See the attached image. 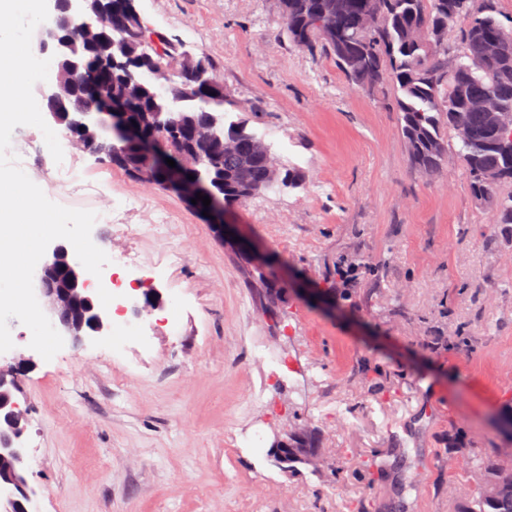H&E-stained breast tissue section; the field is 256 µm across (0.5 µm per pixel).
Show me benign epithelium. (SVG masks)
Returning <instances> with one entry per match:
<instances>
[{
  "label": "benign epithelium",
  "instance_id": "7a95c632",
  "mask_svg": "<svg viewBox=\"0 0 512 512\" xmlns=\"http://www.w3.org/2000/svg\"><path fill=\"white\" fill-rule=\"evenodd\" d=\"M51 18L34 32L40 53L54 60L65 58L69 67L57 70V81L39 89L45 108L51 121L59 124L69 121L76 130L89 136L91 130H108L117 139L124 142L140 141L143 152L153 155L157 167L170 169L166 159L175 161L176 168L185 167L182 154L165 149L154 151V143L142 138L140 130L130 123L127 113L112 105L103 86L86 79L83 67L82 45L75 39L59 37V30L66 29L85 39L102 34L112 22L109 13L101 8L90 9L89 0H50ZM83 89L88 103L79 111L68 107L69 96ZM475 106L486 111L495 125L507 130L512 127V114L499 110L491 98L479 100ZM192 184L184 183L172 174L164 187L178 193L186 200L198 192L209 195L213 208L209 211L212 224L224 229V197L217 194L209 181L194 174ZM66 276V283L59 282L60 275ZM88 271L79 260L70 255L64 244L54 243L46 252L40 268L34 273L35 294L44 300L50 312V321L54 328L72 341L81 343L87 338H99L108 335L112 327L110 310L94 304L93 291L87 288ZM15 387L14 380L0 373V414H5L6 425L0 424V460L10 457L17 462L16 470L0 472V512H24L26 505L32 504L34 494L28 485L29 463L22 438L24 428L21 425L22 413L14 400L2 389ZM307 431L296 430L277 441L276 447L285 455L299 458L308 455L314 460L321 457L318 445L306 443Z\"/></svg>",
  "mask_w": 512,
  "mask_h": 512
}]
</instances>
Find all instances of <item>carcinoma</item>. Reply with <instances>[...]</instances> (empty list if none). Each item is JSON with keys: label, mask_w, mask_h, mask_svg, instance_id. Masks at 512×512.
I'll return each instance as SVG.
<instances>
[{"label": "carcinoma", "mask_w": 512, "mask_h": 512, "mask_svg": "<svg viewBox=\"0 0 512 512\" xmlns=\"http://www.w3.org/2000/svg\"><path fill=\"white\" fill-rule=\"evenodd\" d=\"M282 10L288 40L313 54L334 60L346 79L361 90L390 84L395 90L400 132L412 167L422 173L440 170L448 159V134L454 132L451 114L466 115L473 143H463L458 157L468 172L474 198L490 206L496 223L512 224V194L496 193L497 183L481 178L485 170L512 179V131L504 138L487 114L471 107V101L493 97L512 113V47L496 61L486 58L489 38L505 30L497 0H287ZM375 9L378 22L361 28V20ZM318 10L336 15L338 37H328L313 23ZM465 22L456 45L448 44V30ZM112 52L129 58V70L107 71L94 57L107 47L91 52L90 71L104 82L112 99L122 103L144 135L161 144L180 136L201 171L224 175V198L236 203L254 198L277 184H293L284 174L264 137L248 128L242 116L233 119L226 106L230 100L201 105L204 81L176 68L170 75L166 100L151 85L137 97L125 94V82L136 81L142 53L169 60L180 45L148 29L145 21L112 29ZM381 67L383 78L373 80L371 67ZM172 110V116L188 127L206 129L210 147L200 150L182 130L153 128L150 112L156 107ZM512 486V469L498 471L472 492H463L462 512H512V494L493 498L491 490Z\"/></svg>", "instance_id": "carcinoma-1"}]
</instances>
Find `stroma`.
<instances>
[{"label": "stroma", "mask_w": 512, "mask_h": 512, "mask_svg": "<svg viewBox=\"0 0 512 512\" xmlns=\"http://www.w3.org/2000/svg\"><path fill=\"white\" fill-rule=\"evenodd\" d=\"M137 6L213 61L299 179L227 207L219 232L87 152L63 182L34 160L42 132L15 128L9 153L51 201L135 227L98 222L91 237L138 257L128 309L154 297L158 320L47 361L10 319L0 368L31 360L13 399L38 512H457L449 484L481 485L512 452L498 430L512 411V229L474 199L459 141L436 174L416 172L394 90L354 89L293 47L278 0ZM262 274L303 291L263 296ZM305 427L320 466L277 463L275 439Z\"/></svg>", "instance_id": "obj_1"}]
</instances>
